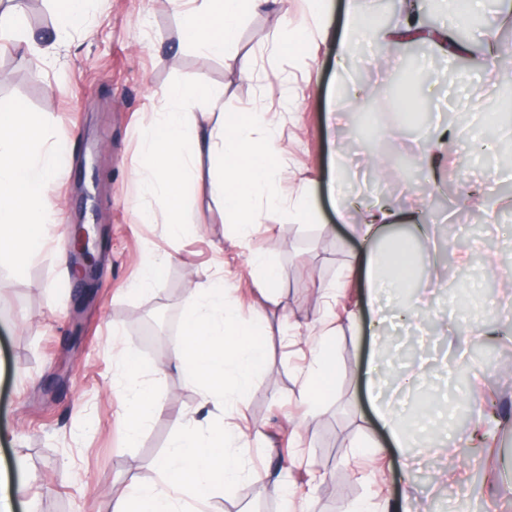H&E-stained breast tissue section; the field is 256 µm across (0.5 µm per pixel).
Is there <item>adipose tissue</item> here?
Wrapping results in <instances>:
<instances>
[{
  "label": "adipose tissue",
  "mask_w": 512,
  "mask_h": 512,
  "mask_svg": "<svg viewBox=\"0 0 512 512\" xmlns=\"http://www.w3.org/2000/svg\"><path fill=\"white\" fill-rule=\"evenodd\" d=\"M264 0H168L182 14L181 40L205 56H230L240 21ZM260 112H228L221 96L198 76L193 88L173 86L162 94V105L152 121L139 132L145 162L133 169L132 178L164 208L165 231L178 239L187 192L199 186L219 202L225 215L235 220L240 238L255 227L253 200L264 196L268 207L280 199L275 189L279 152L275 133L267 132ZM56 155L46 146L41 123L18 110L0 112V260L26 266L56 221L54 172ZM411 223L414 239L425 238L427 225L415 213L398 214L386 208L373 211L367 223L348 227L351 236L368 240L379 227ZM417 263L407 242L389 251L363 253L349 266L346 277H364L368 284L409 285ZM262 324L239 319L224 297L223 289L205 284L194 289L179 342L169 354L171 362L186 366L202 390L204 404L226 410L245 403L256 374L266 361ZM330 335H322L312 348V365L298 390V398L316 406L334 388L336 367ZM131 384L124 413L128 442H135L143 428L160 414L152 389L140 382V369L127 365ZM415 382L413 373L393 379L394 395L385 398L386 383L379 366L365 369V388L377 420L396 447H403L405 418L397 399ZM171 451L159 465L158 482L131 483L112 494L113 512H177L170 492L182 489L207 499L220 487L236 484L243 472L242 454L228 450L237 440L235 431L218 425L199 431L188 420L176 423Z\"/></svg>",
  "instance_id": "1"
}]
</instances>
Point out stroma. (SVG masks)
Instances as JSON below:
<instances>
[{"mask_svg":"<svg viewBox=\"0 0 512 512\" xmlns=\"http://www.w3.org/2000/svg\"><path fill=\"white\" fill-rule=\"evenodd\" d=\"M323 35L307 54H282L277 40L302 14L303 0H268L243 15L235 63L204 58L181 42V18L166 0H90L84 24L57 45L51 60L29 54L0 32V109L47 114L46 137L58 154L55 187L67 224L99 223L104 243L97 293L82 306L68 236L41 243L21 269L0 265L10 288L0 293V467L11 475L15 512H113L112 486L157 480V463L176 436L174 421L209 428L216 412L200 410L201 391L188 372L159 367L181 337L191 289L205 278L223 280L241 320L262 319L268 353L243 406L224 422L262 442L244 457L245 476L211 499L209 512H286L287 492L310 494L314 512H345L354 502L367 512L410 495L415 512H512V379L496 377L512 364V335L473 336L476 325L512 321V289L489 285L490 267L512 272V120L503 86L467 60L422 56L427 75L417 108L428 118L415 128L388 99L371 101L401 68L399 56L364 42L349 67H339L346 33V0H330ZM206 74L223 93L228 112L266 113L277 131L282 164L271 210L256 199L257 225L239 239L230 217L191 189L183 232L170 240L163 225L138 223L135 211L152 206L131 178L142 164L138 133L151 121L160 93L194 85ZM351 78L356 96L340 93ZM456 144V189L439 190L428 205V180L417 163L424 149L441 150L440 133ZM388 142L398 160L387 201L418 209L429 224L426 242L436 286L421 309L422 330H398L374 343L367 322L349 327L350 311L364 306L366 285L343 280L366 246L348 237L336 217L330 183L337 169L346 192L361 197L376 178L366 162L371 143ZM313 179L310 217L294 222L298 188ZM478 188L472 205L459 187ZM265 254L280 285L273 300L259 291L248 263ZM171 260L151 290L136 286L149 262ZM336 288L334 300L324 289ZM336 341V390L318 409L298 400L317 336ZM423 346L429 364L403 402L411 419L406 445H391L364 400L362 368L379 362L383 374L410 367L403 350ZM139 365L163 405L128 446L120 419L125 392L115 356ZM497 400L499 417L484 426L487 449L474 453L457 424L473 399Z\"/></svg>","mask_w":512,"mask_h":512,"instance_id":"1","label":"stroma"}]
</instances>
